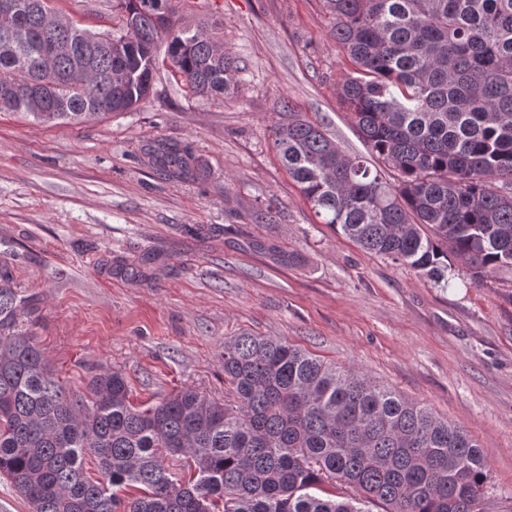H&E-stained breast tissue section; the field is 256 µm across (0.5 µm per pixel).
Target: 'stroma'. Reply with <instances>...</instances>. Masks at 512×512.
Segmentation results:
<instances>
[{"mask_svg":"<svg viewBox=\"0 0 512 512\" xmlns=\"http://www.w3.org/2000/svg\"><path fill=\"white\" fill-rule=\"evenodd\" d=\"M80 27L117 30L113 0H50ZM224 24L238 84L190 96L169 66L137 110L33 125L0 107V286L25 307L69 394L122 371L135 402L183 387L224 398V339L288 341L429 407L477 441L488 512H512V271L435 287L318 223L271 140L279 104L366 155L336 86L352 69L322 0H188ZM190 142L207 175L171 181L154 142Z\"/></svg>","mask_w":512,"mask_h":512,"instance_id":"obj_1","label":"stroma"}]
</instances>
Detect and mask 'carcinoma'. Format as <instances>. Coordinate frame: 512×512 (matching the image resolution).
<instances>
[{
	"label": "carcinoma",
	"mask_w": 512,
	"mask_h": 512,
	"mask_svg": "<svg viewBox=\"0 0 512 512\" xmlns=\"http://www.w3.org/2000/svg\"><path fill=\"white\" fill-rule=\"evenodd\" d=\"M13 2L0 10V106L36 124L132 111L162 58L194 95L235 89L223 24L177 25L181 0H116L106 41L43 0ZM322 2L353 65L338 100L400 183L285 101L273 146L319 223L440 287L456 260L476 284L512 270V0ZM148 164L179 182L205 171L192 145L163 140ZM21 309L1 287L0 475L31 512H487L476 441L358 371L241 333L224 338L222 402L187 387L137 406L117 370L77 398L33 337L7 332ZM338 483L356 496L324 488Z\"/></svg>",
	"instance_id": "1"
}]
</instances>
